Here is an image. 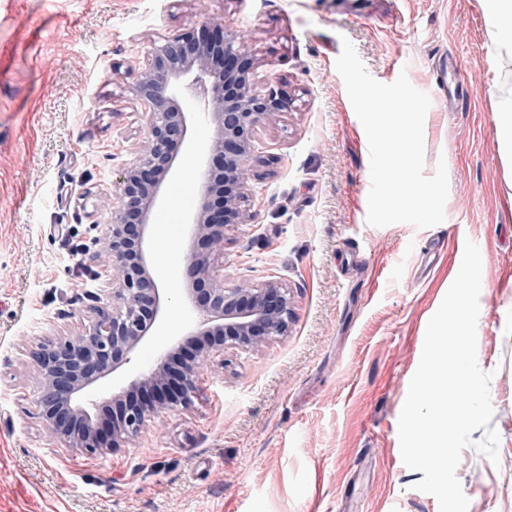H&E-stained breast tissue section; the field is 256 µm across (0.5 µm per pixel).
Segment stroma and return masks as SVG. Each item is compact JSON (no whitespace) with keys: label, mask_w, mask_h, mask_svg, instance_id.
<instances>
[{"label":"stroma","mask_w":512,"mask_h":512,"mask_svg":"<svg viewBox=\"0 0 512 512\" xmlns=\"http://www.w3.org/2000/svg\"><path fill=\"white\" fill-rule=\"evenodd\" d=\"M217 19L245 34L260 77L293 104L255 133L253 219L228 231L216 263L229 285L285 284L293 321L260 350L200 369L192 404L152 416L133 443L79 454L43 426L28 351L88 326L107 283L98 241L114 174L146 142L133 88L148 51ZM346 40L375 79L407 74L431 100L424 171L442 161L449 179L434 227L367 222L368 140L336 70ZM452 56L477 84L465 112L448 109ZM493 84L512 96V54L480 0H0V512H439L402 461L398 421L469 241L499 460L475 430L457 477L468 512H512V173ZM215 134L191 122L158 213L167 339L195 328L182 267Z\"/></svg>","instance_id":"35a3bbf8"}]
</instances>
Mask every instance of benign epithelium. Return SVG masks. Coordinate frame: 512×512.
Returning <instances> with one entry per match:
<instances>
[{"label":"benign epithelium","instance_id":"7a95c632","mask_svg":"<svg viewBox=\"0 0 512 512\" xmlns=\"http://www.w3.org/2000/svg\"><path fill=\"white\" fill-rule=\"evenodd\" d=\"M215 57L222 62V77L213 70ZM260 67L261 62L243 54L240 35L224 29L222 20L168 37L149 51L134 85L135 96L149 109L147 141L139 160L115 173L117 202L100 239L111 270L106 302L93 308V321L80 333L30 349L40 380V415L62 447L87 455L125 447L141 433L149 414L192 402L198 367L227 349L252 352L288 332L292 302L285 285L269 281L228 286L215 264L226 230L251 220L241 200L249 191L254 133L288 108L280 90L258 89ZM193 72L196 81L177 90V82ZM191 97L209 108L206 115L218 129L209 148L212 165L204 170L200 202L192 217L194 246L184 265V275L193 283L200 335L210 341L175 378L165 372L170 353H164L155 367L112 393V406L120 409V416L99 425L82 404L83 394L129 365L133 355L155 339L172 301L152 274L153 213L176 169L173 147L188 133L180 99Z\"/></svg>","mask_w":512,"mask_h":512}]
</instances>
